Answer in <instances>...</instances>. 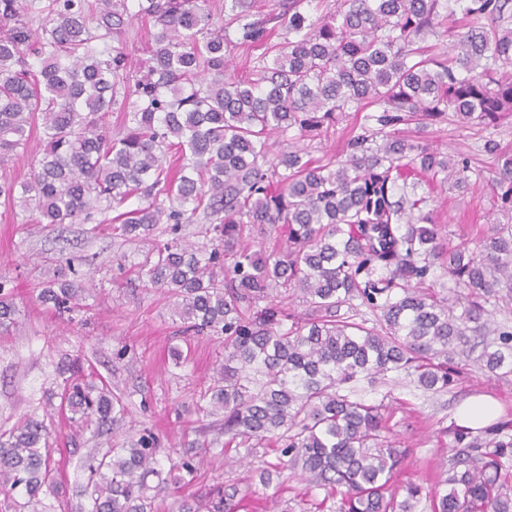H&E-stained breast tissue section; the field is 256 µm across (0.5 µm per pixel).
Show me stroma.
I'll list each match as a JSON object with an SVG mask.
<instances>
[{"instance_id":"stroma-1","label":"stroma","mask_w":512,"mask_h":512,"mask_svg":"<svg viewBox=\"0 0 512 512\" xmlns=\"http://www.w3.org/2000/svg\"><path fill=\"white\" fill-rule=\"evenodd\" d=\"M512 150V119L474 135L448 123L437 124L429 146L471 159L482 176L468 192L452 187L420 184L429 196L441 241H475L501 213L487 183L495 167L483 140ZM28 215L0 200V281L12 288L16 315L0 328V424L10 425L26 414L43 419L50 428L53 458L60 473V499L71 497L86 480L82 468L93 450L122 447L125 435L92 432L74 435L70 421L56 412L64 380L72 373H95L121 392L136 426L159 435V460L182 442L218 438L222 415L202 416V395L224 353L218 336L182 338L173 312V300L160 288L143 287L137 265L152 244L168 240L167 225H159L151 239L128 242L113 235L108 223L31 224ZM72 267L94 288L87 305L72 319L59 317L37 300L34 288L53 278L56 269ZM392 393L391 441L407 456L393 478L397 495L408 484L423 492L434 488L440 463L453 444L448 429L456 424L458 407L469 397L487 395L512 419V375L501 377L471 372L448 391L432 394L400 377L388 384L364 388V398ZM273 448L260 449L252 467H228L219 448L207 451L199 478L191 485L173 487L156 500L157 512H174L179 501L192 494L207 495L228 483H238L247 495L239 512H272L266 490L253 477L257 468L274 464Z\"/></svg>"}]
</instances>
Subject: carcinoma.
I'll return each mask as SVG.
<instances>
[{
	"label": "carcinoma",
	"instance_id": "obj_1",
	"mask_svg": "<svg viewBox=\"0 0 512 512\" xmlns=\"http://www.w3.org/2000/svg\"><path fill=\"white\" fill-rule=\"evenodd\" d=\"M0 0V162L41 128L44 149L30 180L0 196L37 224L92 219L140 195L112 218L128 241L159 224L215 221L210 244L174 237L138 263L145 287L165 288L186 329L223 338L205 415L224 413L225 447L241 463L273 445L280 461L316 489H344L341 512H411L421 488L391 490L403 452L387 440L383 395L368 402L360 381L389 373L441 391L463 374L456 357L480 341L474 366L512 374V330L491 328V300L512 294V224H495L475 246H443L429 197L407 187L471 185V159L452 158L401 126L448 120L485 130L512 115V0H336L314 17L303 0L253 19L251 0ZM157 28L148 57L133 65L113 42L132 16ZM273 21L283 41L267 44L253 77L230 72L236 47H254ZM448 38L442 51L426 36ZM119 113L120 132L110 117ZM346 112L362 113L341 154L309 158L305 140L323 136ZM283 145L269 160V140ZM178 154L171 171L165 159ZM499 211L512 213V154L491 180ZM279 224L286 246L269 254L244 243L245 225ZM439 266L453 283L428 282ZM291 287L307 304L283 306ZM90 289L61 272L37 298L62 312ZM15 315L0 281V326ZM59 411L78 432L125 414L106 383H64ZM457 451L431 496V512H512L502 479L512 456V420L472 435L450 430ZM44 421L29 415L0 426V495L7 512H65ZM143 428L125 448L90 457L80 512H154L171 485L198 478L192 443L156 457ZM240 488L217 491L208 512H237Z\"/></svg>",
	"mask_w": 512,
	"mask_h": 512
}]
</instances>
